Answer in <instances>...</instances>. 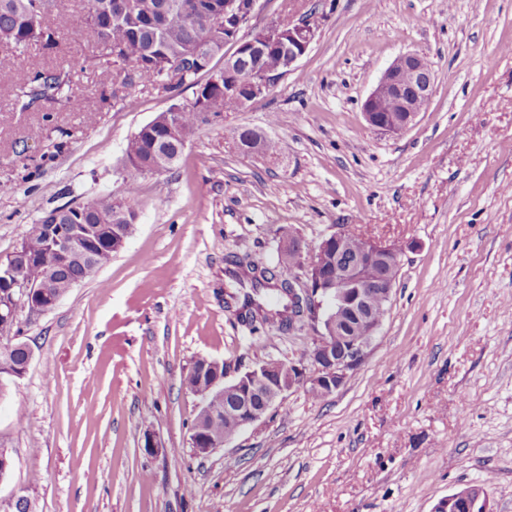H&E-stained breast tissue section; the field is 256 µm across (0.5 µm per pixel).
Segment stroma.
Wrapping results in <instances>:
<instances>
[{
	"instance_id": "1",
	"label": "stroma",
	"mask_w": 512,
	"mask_h": 512,
	"mask_svg": "<svg viewBox=\"0 0 512 512\" xmlns=\"http://www.w3.org/2000/svg\"><path fill=\"white\" fill-rule=\"evenodd\" d=\"M255 20H309L295 71L201 126L169 170L140 179L125 247L56 307L19 309L33 350L0 398L12 452L0 504L32 512H434L482 486L512 512V0H260ZM88 0H53L73 24L56 47L0 44V258L45 213L124 194L138 129L191 102L207 73L168 91L129 76L85 23ZM426 56L430 103L403 134L368 128L362 103L401 54ZM67 65L83 105L21 110L33 70ZM276 141L241 153L233 131ZM304 248L346 231L401 249L387 312L363 362L325 398L290 390L206 456L190 427L195 361L307 365L321 328L271 323L252 338L226 305V269L277 266L280 226ZM26 419L17 420L16 408ZM153 433L161 449H146Z\"/></svg>"
}]
</instances>
